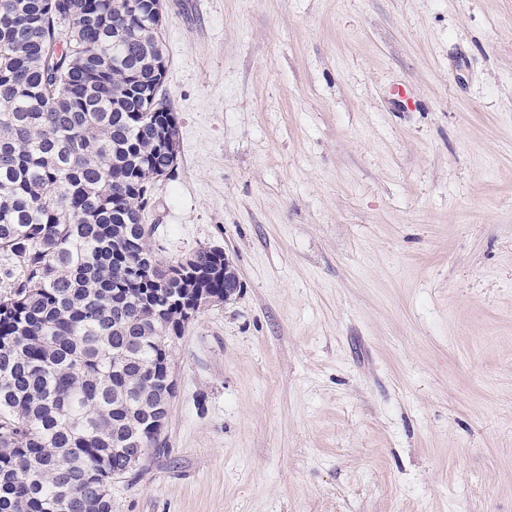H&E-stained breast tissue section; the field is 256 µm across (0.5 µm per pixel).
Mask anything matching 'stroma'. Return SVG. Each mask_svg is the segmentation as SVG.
<instances>
[{
    "instance_id": "stroma-1",
    "label": "stroma",
    "mask_w": 512,
    "mask_h": 512,
    "mask_svg": "<svg viewBox=\"0 0 512 512\" xmlns=\"http://www.w3.org/2000/svg\"><path fill=\"white\" fill-rule=\"evenodd\" d=\"M163 4L144 221L242 290L112 512H512V0Z\"/></svg>"
}]
</instances>
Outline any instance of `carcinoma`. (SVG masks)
Masks as SVG:
<instances>
[{"label": "carcinoma", "instance_id": "1", "mask_svg": "<svg viewBox=\"0 0 512 512\" xmlns=\"http://www.w3.org/2000/svg\"><path fill=\"white\" fill-rule=\"evenodd\" d=\"M160 0H0V512H112L160 414L165 336L224 301V251L162 262L143 222L179 126Z\"/></svg>", "mask_w": 512, "mask_h": 512}]
</instances>
